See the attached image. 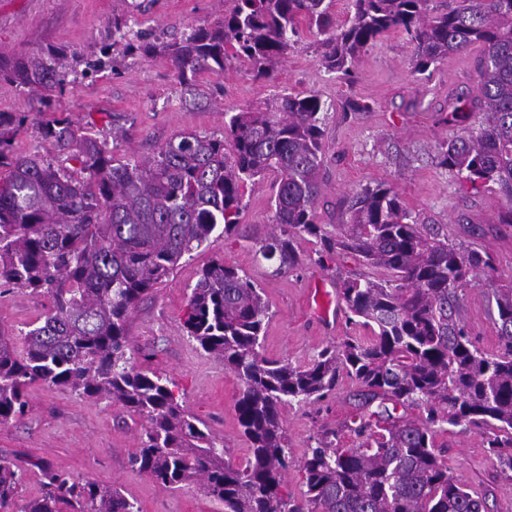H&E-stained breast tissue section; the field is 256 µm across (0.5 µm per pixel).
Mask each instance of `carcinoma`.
Masks as SVG:
<instances>
[{
    "label": "carcinoma",
    "mask_w": 512,
    "mask_h": 512,
    "mask_svg": "<svg viewBox=\"0 0 512 512\" xmlns=\"http://www.w3.org/2000/svg\"><path fill=\"white\" fill-rule=\"evenodd\" d=\"M233 2L214 26L162 46L180 76L233 62L269 79L304 29L319 38L322 67L343 76L393 30L413 42L417 73L479 45L478 86L448 111L484 112V124L442 142L436 159L473 185H497L501 222L512 224V0H350L343 23L333 0ZM114 28L129 52L157 51L127 23ZM64 59L55 51L0 59V78L49 97L70 83ZM325 119L316 93L284 94L262 111L230 115L220 138L184 133L140 163L115 158L66 117L40 124L58 157L18 154L13 141L29 116L1 112L0 284L50 305L22 338L0 330V424L23 419L29 388L43 383L126 407L143 420L131 464L172 490L200 484L224 512H485V501L450 475L436 437L450 426H484L486 448L512 471V286L493 292L499 349L487 353L459 317L458 290L495 270L490 253L418 223L383 182L345 196L336 234L317 224ZM269 174L275 230L256 254L278 273L300 264L297 244L309 237L324 269L353 256L372 274L347 276L340 293L349 320L373 336H349L306 366L268 358L261 289L222 259L204 266L183 328L242 383L235 409L250 457L237 465L184 409L175 383L131 364L125 323L185 255L236 231L245 187ZM343 374L358 381L361 407L378 400L404 413L359 414L353 448L323 434L299 463L306 491L298 501L281 491L294 465L281 408L323 401ZM45 477L41 494L17 509L22 475L0 458V512H139L112 486Z\"/></svg>",
    "instance_id": "cac0c4a2"
}]
</instances>
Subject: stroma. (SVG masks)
<instances>
[{
  "mask_svg": "<svg viewBox=\"0 0 512 512\" xmlns=\"http://www.w3.org/2000/svg\"><path fill=\"white\" fill-rule=\"evenodd\" d=\"M232 6V0H0V58L49 49L78 55L75 68L80 75L53 97L51 110L75 125H92L122 160L148 159L163 142L184 132L222 136L225 113L265 109L281 94L317 93L328 107L318 223L335 231L343 221V196L382 181L398 188L420 223L439 226L459 246L489 252L495 269L464 289L460 315L476 345L496 351L491 288L512 283V227L498 220L503 201L495 185H471L434 159L438 143L455 137L462 127L449 121L448 102L476 89L479 46L418 74L412 68L413 44L405 33L393 31L360 56L349 80L320 65L319 44L308 36L289 48L272 79H253L235 63L226 71L203 72L184 82L166 54L133 57L123 43L112 40V24L118 19L160 44L189 29L213 26ZM101 57L104 69L85 74L86 64ZM41 97V90L0 79V112L35 115L14 141L19 153H55L39 130L46 118ZM354 100L361 102V109H351ZM273 182L269 176L248 186L238 229L228 238L215 239L208 249L184 256L127 321L132 362L174 381L186 411L223 438L229 457L238 464L246 462L250 448L235 412L240 382L182 327L200 270L220 257L262 288L271 309L262 348L267 357L304 366L323 347L368 334L346 319L321 320L308 303L315 283L324 279L335 289L341 277L356 270L352 256H340L328 270L316 263L314 242L302 240L297 245L300 264L282 275L273 274L269 262L256 257L258 240L272 230ZM46 303L42 296L0 286V329L21 336ZM359 391L357 382L343 376L325 401L283 407L294 459H302L325 431L337 432L341 445H352L347 426L360 412ZM28 400L23 420L0 425V458L21 468V498L38 495L46 472L53 471L118 487L139 512H221L200 485L171 490L131 467L140 420L121 404L85 399L46 384L32 386ZM484 441L481 428L465 425L438 438L454 479L484 497L487 512H512V472L488 454Z\"/></svg>",
  "mask_w": 512,
  "mask_h": 512,
  "instance_id": "stroma-1",
  "label": "stroma"
}]
</instances>
